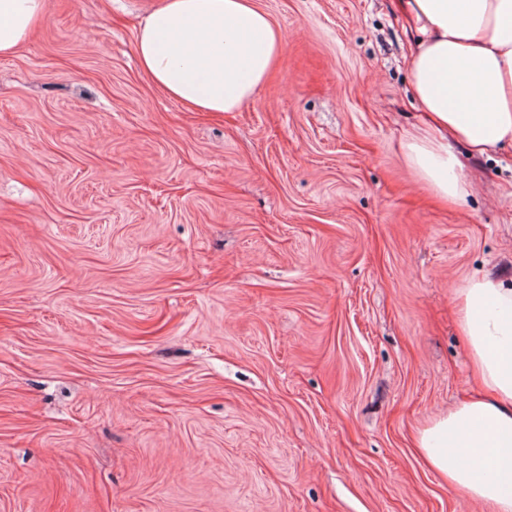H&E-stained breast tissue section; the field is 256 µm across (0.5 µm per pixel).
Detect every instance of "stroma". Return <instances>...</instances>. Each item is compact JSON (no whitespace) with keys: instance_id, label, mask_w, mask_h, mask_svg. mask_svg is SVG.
<instances>
[{"instance_id":"35a3bbf8","label":"stroma","mask_w":512,"mask_h":512,"mask_svg":"<svg viewBox=\"0 0 512 512\" xmlns=\"http://www.w3.org/2000/svg\"><path fill=\"white\" fill-rule=\"evenodd\" d=\"M266 83L138 68L160 0H47L0 57V512H481L414 434L475 389L453 298L512 283V150L440 199L393 0H255Z\"/></svg>"}]
</instances>
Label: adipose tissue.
Wrapping results in <instances>:
<instances>
[{"mask_svg":"<svg viewBox=\"0 0 512 512\" xmlns=\"http://www.w3.org/2000/svg\"><path fill=\"white\" fill-rule=\"evenodd\" d=\"M417 40L409 74L427 131L406 156L437 196L467 195L451 142L485 156L512 148V0H399ZM44 0H0V55L32 36ZM282 36L254 0H161L141 24V69L199 112H234L265 83ZM481 392L419 427L414 446L448 487L512 512V285L484 273L454 298Z\"/></svg>","mask_w":512,"mask_h":512,"instance_id":"ef3b65f1","label":"adipose tissue"}]
</instances>
